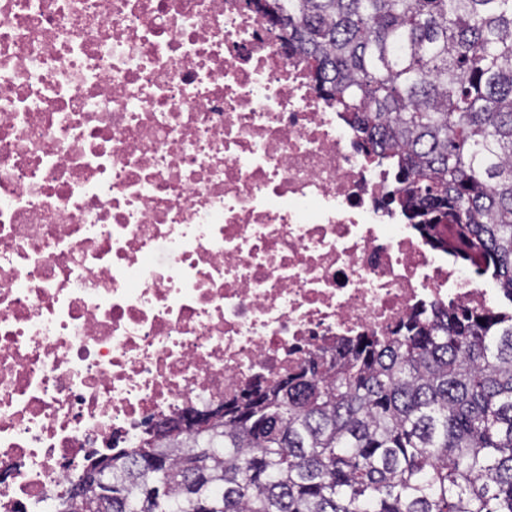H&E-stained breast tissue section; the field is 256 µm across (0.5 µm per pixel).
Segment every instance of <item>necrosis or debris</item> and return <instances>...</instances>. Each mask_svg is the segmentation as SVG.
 <instances>
[{
	"label": "necrosis or debris",
	"mask_w": 512,
	"mask_h": 512,
	"mask_svg": "<svg viewBox=\"0 0 512 512\" xmlns=\"http://www.w3.org/2000/svg\"><path fill=\"white\" fill-rule=\"evenodd\" d=\"M245 0H0V512L149 419L492 293Z\"/></svg>",
	"instance_id": "necrosis-or-debris-1"
}]
</instances>
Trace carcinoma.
<instances>
[{"label": "carcinoma", "instance_id": "obj_1", "mask_svg": "<svg viewBox=\"0 0 512 512\" xmlns=\"http://www.w3.org/2000/svg\"><path fill=\"white\" fill-rule=\"evenodd\" d=\"M263 10L394 168L420 234L512 302V0ZM251 388L221 428L112 456L92 512H512L509 312L417 309Z\"/></svg>", "mask_w": 512, "mask_h": 512}]
</instances>
